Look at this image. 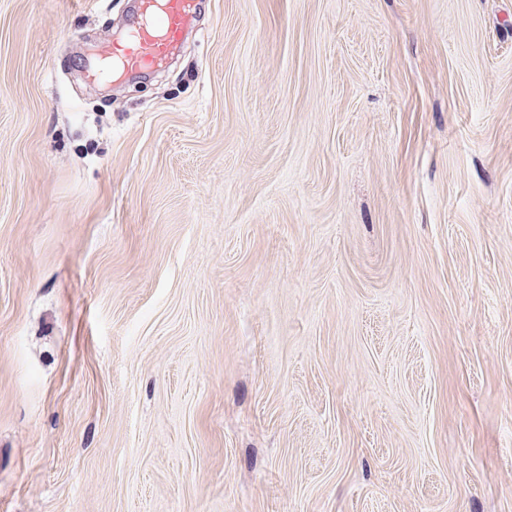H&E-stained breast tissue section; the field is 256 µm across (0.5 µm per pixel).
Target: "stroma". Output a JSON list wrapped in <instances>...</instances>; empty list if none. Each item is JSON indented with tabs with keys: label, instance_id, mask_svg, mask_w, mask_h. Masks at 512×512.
I'll return each mask as SVG.
<instances>
[{
	"label": "stroma",
	"instance_id": "1",
	"mask_svg": "<svg viewBox=\"0 0 512 512\" xmlns=\"http://www.w3.org/2000/svg\"><path fill=\"white\" fill-rule=\"evenodd\" d=\"M0 0V512H512V0ZM194 0H141L122 34L88 60L89 76L112 80L153 66L180 41Z\"/></svg>",
	"mask_w": 512,
	"mask_h": 512
}]
</instances>
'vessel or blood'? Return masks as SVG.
Segmentation results:
<instances>
[{
  "instance_id": "vessel-or-blood-1",
  "label": "vessel or blood",
  "mask_w": 512,
  "mask_h": 512,
  "mask_svg": "<svg viewBox=\"0 0 512 512\" xmlns=\"http://www.w3.org/2000/svg\"><path fill=\"white\" fill-rule=\"evenodd\" d=\"M193 0H140L122 34L87 62L89 76L108 81L153 66L180 41Z\"/></svg>"
}]
</instances>
